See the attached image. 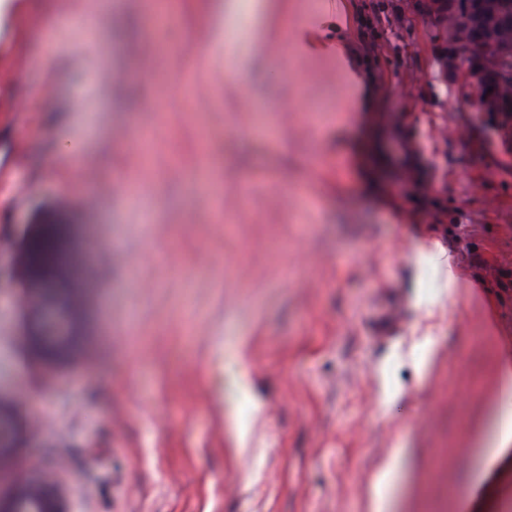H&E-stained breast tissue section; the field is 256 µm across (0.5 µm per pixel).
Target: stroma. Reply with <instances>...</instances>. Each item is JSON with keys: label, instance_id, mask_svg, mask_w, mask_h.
<instances>
[{"label": "stroma", "instance_id": "35a3bbf8", "mask_svg": "<svg viewBox=\"0 0 512 512\" xmlns=\"http://www.w3.org/2000/svg\"><path fill=\"white\" fill-rule=\"evenodd\" d=\"M148 2L0 16V405L22 429L0 495L46 473L75 512H366L393 457L390 512H512V451L490 448L512 112L473 105L409 0H345L368 110L298 49L337 0H288L271 72L219 0L164 28ZM42 208L83 272L64 362L25 339L16 259ZM394 473L393 461L382 462L374 472L365 489L369 512H384L386 510L387 497L381 495V487L393 479Z\"/></svg>", "mask_w": 512, "mask_h": 512}]
</instances>
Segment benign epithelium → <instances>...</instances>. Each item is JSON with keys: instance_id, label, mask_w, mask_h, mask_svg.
Listing matches in <instances>:
<instances>
[{"instance_id": "obj_1", "label": "benign epithelium", "mask_w": 512, "mask_h": 512, "mask_svg": "<svg viewBox=\"0 0 512 512\" xmlns=\"http://www.w3.org/2000/svg\"><path fill=\"white\" fill-rule=\"evenodd\" d=\"M444 52L448 73L462 69L465 83L474 88L482 85L488 73L497 69L499 52L479 39L461 41L448 33ZM31 223L40 229L29 235L21 250L17 266L21 276L35 286L36 294L24 306L29 312L31 328L27 341L34 349L57 359L66 358L80 338L81 305L67 279L70 271L47 264L43 255L49 248L69 251L59 230L62 220L52 212L39 211ZM17 429L11 417L0 409V459L14 450ZM0 512H73L62 489L49 477L23 476L16 491L0 497Z\"/></svg>"}]
</instances>
